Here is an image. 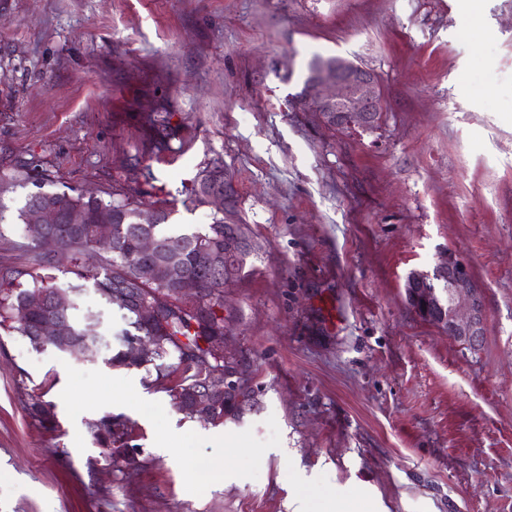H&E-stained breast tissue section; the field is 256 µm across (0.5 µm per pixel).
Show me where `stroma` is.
<instances>
[{
    "instance_id": "stroma-1",
    "label": "stroma",
    "mask_w": 512,
    "mask_h": 512,
    "mask_svg": "<svg viewBox=\"0 0 512 512\" xmlns=\"http://www.w3.org/2000/svg\"><path fill=\"white\" fill-rule=\"evenodd\" d=\"M316 55L377 75L379 128L295 110ZM163 98L189 145L154 163L145 208L205 229L194 180L231 175L251 253L224 328L255 398L214 427L144 371L0 332V512H323L354 495L512 512V0H0V256L23 260L36 190L131 186ZM449 249L483 290L476 349L405 303L406 274ZM40 393L60 430L27 416ZM108 412L139 429L145 468L93 443ZM236 438L245 454L217 474Z\"/></svg>"
}]
</instances>
